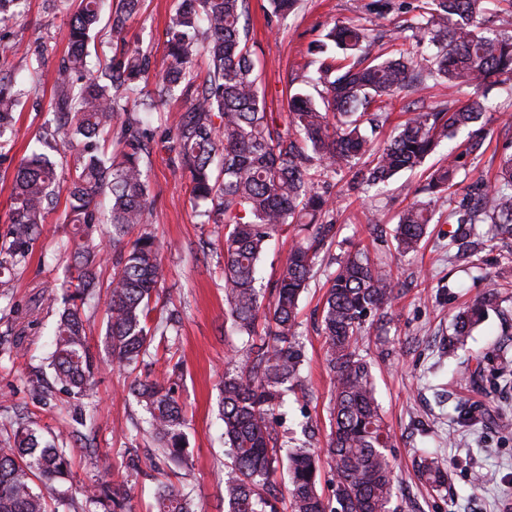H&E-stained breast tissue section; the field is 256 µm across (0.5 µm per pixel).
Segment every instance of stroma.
Instances as JSON below:
<instances>
[{
  "mask_svg": "<svg viewBox=\"0 0 512 512\" xmlns=\"http://www.w3.org/2000/svg\"><path fill=\"white\" fill-rule=\"evenodd\" d=\"M371 0H300L295 14L281 24L268 21V0H250L251 45L261 69L268 104L276 112L288 109L291 90L301 85L312 56L311 45L334 23L367 16ZM177 0H144L130 20L125 39L140 42L151 56V71L168 65L165 32ZM67 0H27L15 23L0 25V47L17 42L45 46L43 58L8 57L17 87L38 76L42 92L25 98L16 113L14 145L0 161V237L7 232V215L15 167L29 142L52 120L49 110L55 70L69 44ZM155 199L152 229L162 248L165 279L163 299L182 315L176 340L183 367L177 396L189 424L193 466L178 470L173 481L190 490L195 512H224V442L218 420L219 383L238 337L232 336L224 306V255L214 238L218 225L200 223L190 194L188 174L163 153H153L148 167ZM423 171L406 172L388 185L374 188L366 201L336 204L333 254L353 246L386 256L402 285L394 303L387 335L367 336L364 354L372 366L376 396L393 436L390 455L395 468L398 512H512V391L500 392L493 373L502 358L512 359V242L486 248L469 265L449 263L445 237L451 227L434 224L422 251L398 256L392 241L375 240L370 220L394 227L400 213L416 199ZM77 235L71 224L50 217L36 239L26 264L14 271L8 300L0 302V420L26 411L43 428L68 423L64 394L48 404L34 403L27 379L45 364L56 320L39 309L45 287L58 284L65 264L64 250ZM336 267L324 263L305 294L299 332L308 360L303 369L305 389L289 395L283 409L281 434L299 436L312 422L328 432L331 381L323 358V340L314 324L327 279ZM504 284L500 310L490 311L457 359L476 356L484 378L482 392L471 391L461 378L457 359L448 357V326L460 310L492 283ZM86 331L99 369L92 397L95 425L91 433L71 439L76 485L104 478L127 482L132 489L130 512H146L155 484L126 468L128 451L146 448L148 437L132 433L141 409L128 394V374L113 370L107 359L105 309L87 314ZM94 448L87 456L86 448ZM437 458L448 469V489L431 492L417 477L420 456ZM486 482H476V474Z\"/></svg>",
  "mask_w": 512,
  "mask_h": 512,
  "instance_id": "1",
  "label": "stroma"
}]
</instances>
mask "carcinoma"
<instances>
[{"instance_id":"carcinoma-1","label":"carcinoma","mask_w":512,"mask_h":512,"mask_svg":"<svg viewBox=\"0 0 512 512\" xmlns=\"http://www.w3.org/2000/svg\"><path fill=\"white\" fill-rule=\"evenodd\" d=\"M495 1L512 14V0H422L416 20L397 33L388 50L382 36L361 24L333 26L314 43L313 92L289 96L288 111L268 105L261 75L248 45L249 0H180L166 30L169 64L149 82L150 59L126 44L123 33L141 0H123L102 23L104 0H75L69 18L71 49L56 69L51 110L55 128L38 137L16 170L9 229L0 244V276L27 258L42 225L57 208L60 144L73 148L66 223L80 232L64 268L63 309L53 328L47 357L54 380L75 407L74 422H92L87 399L94 389L97 361L86 340V312L108 296L106 339L112 367L134 371L158 343L169 345L180 316L159 305L164 277L160 244L151 231L154 208L145 158L159 149L174 156L190 174L191 194L202 224L224 225V304L233 332L243 345L227 362L221 382L219 416L224 425V512H391L395 495L388 448L393 436L376 398L370 362L363 356L367 323L399 298L388 264L364 249L338 260L318 317L325 361L331 374L329 433L320 454L305 441L280 439L279 409L302 386L307 356L298 331L299 303L311 288L318 266L335 242V197L318 191L341 173L359 194L421 167L445 141L473 128L465 153L482 150L483 117L489 93L500 90L512 109V34L488 31L481 18ZM24 0H0V23L21 16ZM272 16L285 19L299 0H271ZM115 44L112 57L87 68L89 47L100 38ZM432 46L423 51V44ZM473 89L462 105L419 110L405 104L407 118L381 146L372 133L388 119L387 101L405 99L428 83ZM26 91L15 88L12 70L0 67V149L14 134L15 112ZM183 101L173 134L151 144L144 140L145 116ZM123 116L122 138L110 151L100 136ZM491 179L469 174L463 154L448 153L432 168L392 230L400 256L417 254L448 195L461 198L448 208L455 225L448 259L466 262L479 247L512 238V137ZM372 155V165L356 161ZM110 199L109 213L96 198ZM118 251L108 283L101 279L104 248L98 228ZM291 237V247L272 300L257 287V272L269 242ZM499 284L478 296L453 319L448 356L465 345L488 312L500 306ZM264 334H258L259 323ZM503 390L512 389V361L494 371ZM129 392L140 406L138 432L155 448L137 466L155 481L154 512H193L191 495L169 475L158 477V462L191 465L186 422L174 384L135 377ZM71 448L64 432L37 427L32 420L0 435V512H72ZM286 462L288 486L274 478ZM333 497L318 490L322 473ZM420 478L432 489L448 488V471L433 458L418 463ZM130 491L101 480L82 490L80 512H127Z\"/></svg>"}]
</instances>
